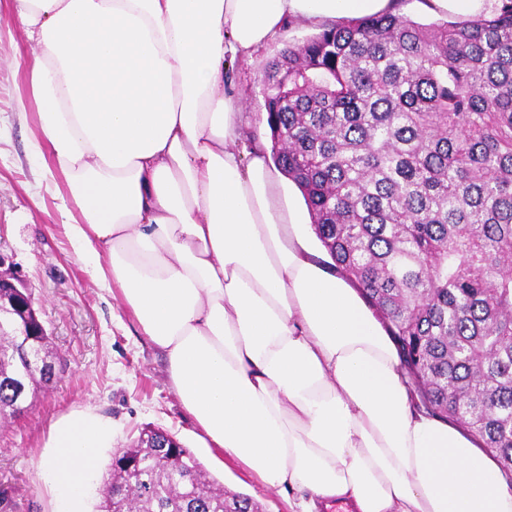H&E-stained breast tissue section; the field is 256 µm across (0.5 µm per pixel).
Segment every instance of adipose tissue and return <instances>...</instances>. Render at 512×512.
I'll list each match as a JSON object with an SVG mask.
<instances>
[{
    "mask_svg": "<svg viewBox=\"0 0 512 512\" xmlns=\"http://www.w3.org/2000/svg\"><path fill=\"white\" fill-rule=\"evenodd\" d=\"M395 0H17L40 130L78 211L64 228L167 357L209 441L290 512H512V477L429 414L358 288L324 266L270 149H249L233 69L288 21ZM109 442L48 432L52 512H89Z\"/></svg>",
    "mask_w": 512,
    "mask_h": 512,
    "instance_id": "adipose-tissue-1",
    "label": "adipose tissue"
}]
</instances>
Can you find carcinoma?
Returning <instances> with one entry per match:
<instances>
[{"label": "carcinoma", "mask_w": 512, "mask_h": 512, "mask_svg": "<svg viewBox=\"0 0 512 512\" xmlns=\"http://www.w3.org/2000/svg\"><path fill=\"white\" fill-rule=\"evenodd\" d=\"M272 160L301 191L336 272L398 344L421 405L512 472V0L421 23L324 25L266 68ZM0 411L50 381L46 336L0 312ZM32 363L13 358L15 336ZM112 455L102 512H260L185 447Z\"/></svg>", "instance_id": "obj_1"}]
</instances>
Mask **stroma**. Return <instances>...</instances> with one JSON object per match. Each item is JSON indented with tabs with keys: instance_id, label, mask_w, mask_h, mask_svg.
Instances as JSON below:
<instances>
[{
	"instance_id": "1",
	"label": "stroma",
	"mask_w": 512,
	"mask_h": 512,
	"mask_svg": "<svg viewBox=\"0 0 512 512\" xmlns=\"http://www.w3.org/2000/svg\"><path fill=\"white\" fill-rule=\"evenodd\" d=\"M311 34V28L289 22L251 61L236 64L235 80L245 93L243 133L251 140L270 137L260 119L266 64ZM34 51L16 0H0V252L27 284L57 358L55 379L38 390L32 407L0 423V512H51L39 456L50 425L84 410L110 425L112 448L142 431L166 430L225 488L258 501L262 512H288L280 494L206 447L202 430L173 393L164 353L74 255L56 196L66 190V178L59 168L45 170L36 152L39 106L26 70Z\"/></svg>"
}]
</instances>
